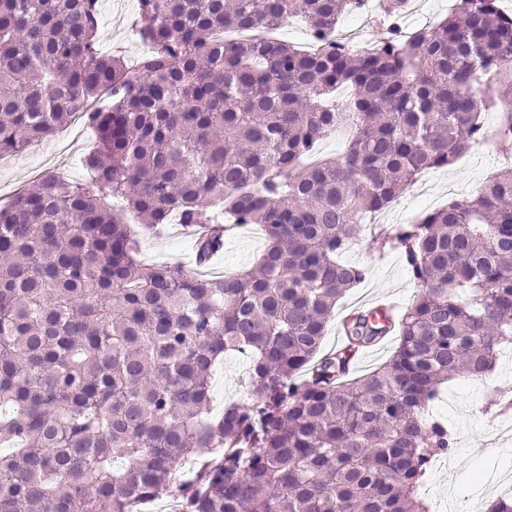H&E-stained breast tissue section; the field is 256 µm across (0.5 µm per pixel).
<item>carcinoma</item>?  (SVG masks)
Masks as SVG:
<instances>
[{
    "label": "carcinoma",
    "mask_w": 512,
    "mask_h": 512,
    "mask_svg": "<svg viewBox=\"0 0 512 512\" xmlns=\"http://www.w3.org/2000/svg\"><path fill=\"white\" fill-rule=\"evenodd\" d=\"M98 0H0V155L80 113L89 182L54 175L0 205V512H431L433 460L457 449L442 388L486 386L512 346V165L411 224L373 223L423 174L482 142L501 108L512 146V12L455 0L405 35L408 0H378L391 34L336 39L368 0H138L136 65L99 49ZM299 17L314 48L228 29ZM346 134L315 164L318 144ZM123 202L120 210L107 204ZM257 225L265 248L230 276L150 266L140 239ZM366 240L400 252L401 312L357 310L323 350L339 300L369 275ZM204 266L224 237L200 235ZM393 354L351 366L385 338ZM241 355V398L212 376Z\"/></svg>",
    "instance_id": "obj_1"
}]
</instances>
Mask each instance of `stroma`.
Segmentation results:
<instances>
[{"instance_id": "35a3bbf8", "label": "stroma", "mask_w": 512, "mask_h": 512, "mask_svg": "<svg viewBox=\"0 0 512 512\" xmlns=\"http://www.w3.org/2000/svg\"><path fill=\"white\" fill-rule=\"evenodd\" d=\"M136 0H100V46L103 51L120 55L127 64H135L147 47L135 33ZM487 137L454 166L426 173L423 190L409 188L387 211L388 225L407 224L425 212L440 207L448 199H467L494 175L502 148L495 136L500 121L497 110L484 112ZM96 141L94 130L83 122H69L48 139L11 158L0 159V204L8 202L24 186L45 174L68 180L86 178L81 164ZM264 248L261 231L255 227L238 230L226 238L224 252L214 269L230 273L251 267ZM141 258L149 264L178 262L192 267L193 256L188 239L178 224L169 225L164 234L141 240ZM346 261L366 265L370 274L358 288L348 292L336 308L337 316L378 300L392 303L396 309L410 304L413 288L399 252L377 251L369 243L355 245L345 255ZM483 389L477 384H453L443 394L438 412L448 420L458 435V449L450 459L434 463L426 491L435 512H454L452 501L477 495L488 476L495 471L512 473V439L494 444V429L512 431V418L488 420L481 412Z\"/></svg>"}]
</instances>
